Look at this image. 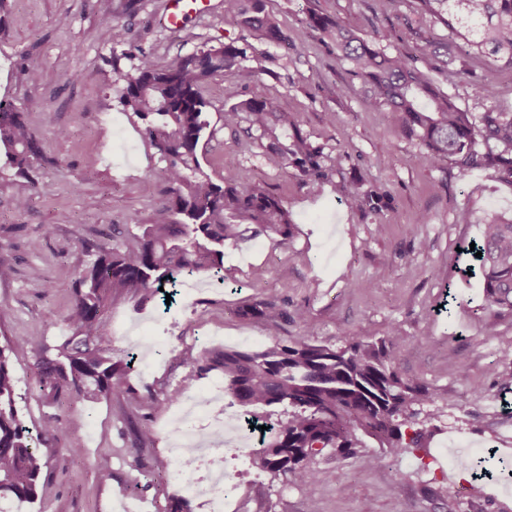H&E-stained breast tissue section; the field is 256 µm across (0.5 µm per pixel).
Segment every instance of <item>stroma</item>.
<instances>
[{
	"mask_svg": "<svg viewBox=\"0 0 512 512\" xmlns=\"http://www.w3.org/2000/svg\"><path fill=\"white\" fill-rule=\"evenodd\" d=\"M167 8V0H6L0 7V100L26 108L42 149L33 184L6 168L0 146V260L15 269L0 280V347L24 332L60 343L66 284L86 260L84 242L127 243L137 225L151 221L165 188L163 163L117 94L139 52L168 63L245 41L264 56L267 72L241 88V98L294 114L317 151L320 176L309 186L295 170L270 168L243 128L225 127L224 89L236 84L235 72L205 86L210 126L198 146L205 171L217 183L228 175L263 183L290 215L288 243L274 247L261 235L225 246L223 281L201 274L196 288L171 301L143 311L113 306L112 347L133 349L138 359L129 387L109 399L72 405L67 394L40 387L32 349L11 353L27 424L54 420L59 435L30 512H125L129 504L135 512H165L185 495L169 478L172 413L185 396L224 384L217 370L186 381L185 351L257 350L305 334L306 319L314 325L311 342L333 348L401 330L398 372L441 395L428 449L388 459L383 470L368 464L378 453L370 440L350 458L325 452L313 466L326 480L301 486L272 480L227 447L220 455L232 476L234 512H308L312 500L321 512H448L452 505L512 512V312L485 309L466 250L488 217L512 213V177L495 161L466 170L451 161L420 163L421 139L389 107L368 106L365 81L305 20L317 13L367 38L380 32L389 53L414 51L424 35L447 43V59L422 57L417 65L476 117L512 112V68L465 55L463 40L417 15L413 0H265L288 37L282 45L225 23L224 0H210L176 32L165 25ZM108 23L123 27V44L102 40ZM446 67L461 70L455 85L444 83ZM485 85L491 95L482 94ZM105 114L111 125L102 124ZM20 196L29 199L22 210ZM262 302L287 318L255 324L238 316V308ZM149 391L157 403H142ZM145 430L152 439H141ZM472 448L501 450L489 463L490 481H474L468 464L449 468V455ZM389 470L402 474L400 490H392Z\"/></svg>",
	"mask_w": 512,
	"mask_h": 512,
	"instance_id": "obj_1",
	"label": "stroma"
}]
</instances>
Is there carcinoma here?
Here are the masks:
<instances>
[{
	"instance_id": "obj_1",
	"label": "carcinoma",
	"mask_w": 512,
	"mask_h": 512,
	"mask_svg": "<svg viewBox=\"0 0 512 512\" xmlns=\"http://www.w3.org/2000/svg\"><path fill=\"white\" fill-rule=\"evenodd\" d=\"M265 0H224V20L264 31L267 40H286L265 13ZM416 11L449 29L459 25L468 54L505 61L512 66V0H416ZM307 28L328 37L355 73L369 85L368 103L385 104L400 112L409 131L420 137L426 151L419 161L434 166L453 159L463 168L480 161L478 142L500 148L496 160L512 177V112H485L475 121L439 92L415 58L398 51L388 54L374 42L357 36L318 14ZM250 45L232 41L196 51L162 65L140 52L133 79L124 81L119 102L143 123V136L165 163L166 190L150 224H139L131 246L87 243L90 260L68 283L71 303L64 321L69 336L36 352L39 382L65 392L72 403L103 400L127 388L133 367L112 359L107 328L108 309L120 302L146 307L155 303L159 288L176 287L182 279L224 270V246L244 241L243 226L252 227L274 246L288 242V210L261 183L238 185L227 176L214 182L198 156L200 139L209 127L202 89L215 76L233 70L238 85L224 89V126L247 121V133L262 143L266 164L293 168L314 180L319 163L315 151L297 129L294 116L277 111L265 100L235 101L238 87L254 82L265 71L263 57L248 55ZM0 143L9 147V167L33 179L39 148L25 113L0 103ZM474 251L490 305L512 312V216L495 214L483 225ZM238 315L252 322L275 321L279 310L251 304ZM401 346L398 329L373 342L352 340L341 348L314 345L304 337L275 341L259 351H189L195 373L218 369L230 404L243 409L253 424H263L261 448L253 464L275 478L303 486L327 475L312 460L329 448L339 456L355 454L362 437L376 440L383 452L371 459L376 468L387 458L411 448L425 449L423 426L434 414L421 411L439 399L438 390L402 377L395 368ZM15 377L0 348V502H34L47 460L31 446L32 431L17 406ZM286 421L272 420L275 409Z\"/></svg>"
}]
</instances>
